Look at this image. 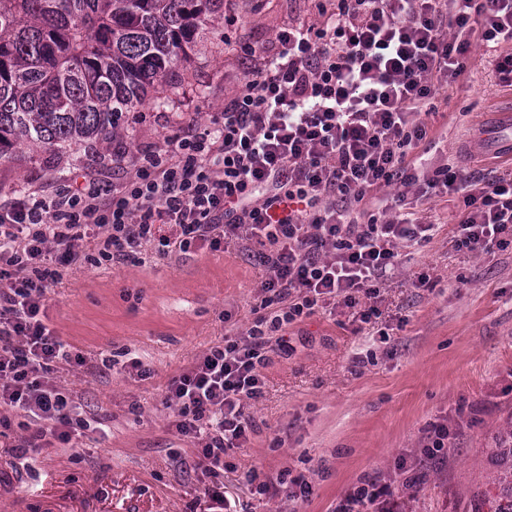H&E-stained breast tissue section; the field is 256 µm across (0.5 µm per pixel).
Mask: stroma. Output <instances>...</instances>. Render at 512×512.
I'll return each mask as SVG.
<instances>
[{"label": "stroma", "mask_w": 512, "mask_h": 512, "mask_svg": "<svg viewBox=\"0 0 512 512\" xmlns=\"http://www.w3.org/2000/svg\"><path fill=\"white\" fill-rule=\"evenodd\" d=\"M323 21L315 0H233L164 92L124 114V143L133 151L163 145L186 113L208 123L236 87L243 44L268 42L291 22ZM432 122L427 168L447 163L488 178L512 171V86L500 82L484 47L472 49L464 77L448 87L447 112ZM111 152L95 143L54 163L24 154L0 163V204L51 200ZM462 205L453 192L408 197L404 212L437 230L400 248L379 317L361 323L320 313L289 326L288 351L271 354L264 395L247 407L249 440L224 459L227 500L248 512H334L360 479L393 470L399 456L417 457L427 430L444 420L448 455L420 465L410 508L468 512L490 479L489 438L512 423V245L480 256L458 249ZM87 252L89 261L52 288L47 314L97 366L60 376L83 417L102 428L24 457L0 447V512H210L194 442L172 426L164 391L196 355L223 343L225 321L242 331L261 315L265 271L234 245L118 267L96 261L95 247ZM131 356L147 377L122 372ZM252 470L304 475L312 494L253 496Z\"/></svg>", "instance_id": "obj_1"}]
</instances>
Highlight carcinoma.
Returning a JSON list of instances; mask_svg holds the SVG:
<instances>
[{
	"label": "carcinoma",
	"mask_w": 512,
	"mask_h": 512,
	"mask_svg": "<svg viewBox=\"0 0 512 512\" xmlns=\"http://www.w3.org/2000/svg\"><path fill=\"white\" fill-rule=\"evenodd\" d=\"M223 17L224 0H0V161L122 136L123 114ZM490 464L475 512H512V427Z\"/></svg>",
	"instance_id": "carcinoma-1"
}]
</instances>
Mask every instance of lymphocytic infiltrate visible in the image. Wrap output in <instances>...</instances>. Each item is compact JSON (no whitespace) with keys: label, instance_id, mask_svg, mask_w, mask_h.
I'll return each mask as SVG.
<instances>
[{"label":"lymphocytic infiltrate","instance_id":"obj_1","mask_svg":"<svg viewBox=\"0 0 512 512\" xmlns=\"http://www.w3.org/2000/svg\"><path fill=\"white\" fill-rule=\"evenodd\" d=\"M322 25L288 24L272 42L248 47L240 85L211 125L181 120L164 146L112 151L131 169L104 187L93 174L52 201L0 205V437L23 419L18 456L70 444L90 424L75 394L55 377L93 363L48 323L47 292L81 262L87 244L119 265L258 244L266 270L265 314L246 334L196 356L166 385L173 425L194 439L204 494L226 508L218 482L229 451L252 429L247 401L264 393L270 353L294 321L333 307L354 320L375 304L397 249L433 227L399 212L408 195L442 187L462 193L457 248L490 253L512 235V177L486 179L443 165L421 167L432 141L429 117L448 104L474 41L494 53L512 83V0H317ZM394 188L384 220L372 212ZM420 476L410 467L352 486L336 512H407Z\"/></svg>","mask_w":512,"mask_h":512}]
</instances>
